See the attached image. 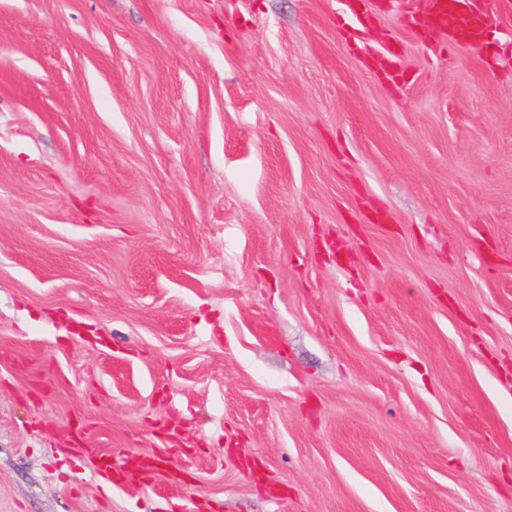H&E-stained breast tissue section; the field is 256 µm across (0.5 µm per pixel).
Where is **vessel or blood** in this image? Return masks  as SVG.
<instances>
[{
	"label": "vessel or blood",
	"mask_w": 512,
	"mask_h": 512,
	"mask_svg": "<svg viewBox=\"0 0 512 512\" xmlns=\"http://www.w3.org/2000/svg\"><path fill=\"white\" fill-rule=\"evenodd\" d=\"M499 0H421V8L411 15L414 28L443 30L462 45L482 42Z\"/></svg>",
	"instance_id": "vessel-or-blood-1"
}]
</instances>
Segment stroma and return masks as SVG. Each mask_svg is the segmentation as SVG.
Masks as SVG:
<instances>
[{"label": "stroma", "mask_w": 512, "mask_h": 512, "mask_svg": "<svg viewBox=\"0 0 512 512\" xmlns=\"http://www.w3.org/2000/svg\"><path fill=\"white\" fill-rule=\"evenodd\" d=\"M417 3L0 0V512H512V4ZM421 8L411 15L415 29L427 28L448 31L461 45H478L489 28L499 0H422Z\"/></svg>", "instance_id": "stroma-1"}]
</instances>
